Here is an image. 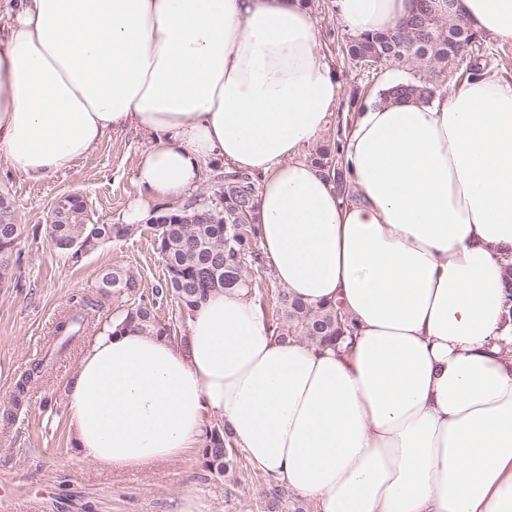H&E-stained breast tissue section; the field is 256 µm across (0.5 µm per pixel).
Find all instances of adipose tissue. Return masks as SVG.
<instances>
[{
  "instance_id": "adipose-tissue-1",
  "label": "adipose tissue",
  "mask_w": 512,
  "mask_h": 512,
  "mask_svg": "<svg viewBox=\"0 0 512 512\" xmlns=\"http://www.w3.org/2000/svg\"><path fill=\"white\" fill-rule=\"evenodd\" d=\"M413 0H334L352 35ZM512 41V0H434ZM0 160L30 181L111 132L153 144L126 221L260 176V238L288 296L335 301L344 349L277 341L247 291L211 293L187 345L104 330L68 384L75 443L136 469L200 447L216 415L248 461L318 512H512V85L485 73L430 101L370 100L343 142L357 191L300 160L340 82L306 0H0Z\"/></svg>"
}]
</instances>
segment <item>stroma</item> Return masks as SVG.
I'll return each instance as SVG.
<instances>
[{"label": "stroma", "instance_id": "stroma-1", "mask_svg": "<svg viewBox=\"0 0 512 512\" xmlns=\"http://www.w3.org/2000/svg\"><path fill=\"white\" fill-rule=\"evenodd\" d=\"M308 5L321 51L340 78L337 125L356 120L390 78L413 79V71L398 63L369 72L353 67L339 50L347 33L332 0H308ZM151 144V137L133 126L112 132L89 156L39 182L0 161V195L25 227L16 246L22 277L0 282V479L16 490L13 512H170L173 500L185 493L196 495L207 512H268V480L246 457L220 479L205 471L197 449L148 468L109 470L85 458L72 436L68 380L81 352L116 319L119 302L112 299L91 311L88 326L59 354L57 324L82 298L95 297L103 270L133 273L149 295L163 284L165 268L154 232L145 227L72 264L50 244L49 217L59 197L79 193L93 223H124L139 193L135 171ZM40 361L47 364L43 377L26 383Z\"/></svg>", "mask_w": 512, "mask_h": 512}]
</instances>
